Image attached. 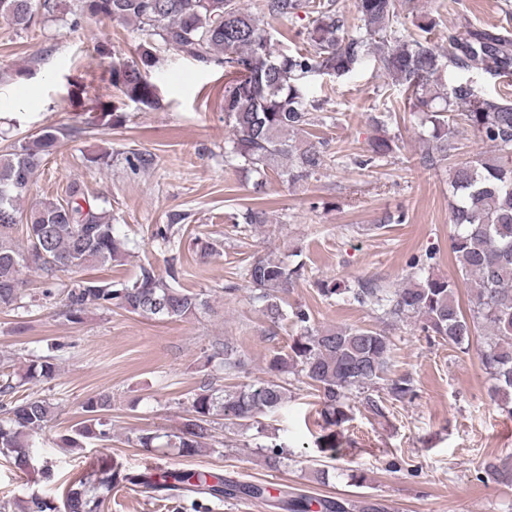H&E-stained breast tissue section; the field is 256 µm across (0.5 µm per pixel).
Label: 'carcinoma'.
Segmentation results:
<instances>
[{
  "mask_svg": "<svg viewBox=\"0 0 512 512\" xmlns=\"http://www.w3.org/2000/svg\"><path fill=\"white\" fill-rule=\"evenodd\" d=\"M78 25L84 16L118 22H135L151 40L140 46L137 57L112 64V87L127 99L148 106L156 87L148 79L159 54L173 49L201 62L229 68L224 85V121L231 126L230 147L224 157L238 160L253 176V190L264 191L269 173L296 186L320 174L332 162L321 142L309 137L319 101L309 97L300 80L309 73L343 77L363 62L374 49L378 62L392 81L408 93L417 125L426 129L422 141L423 164L436 169L448 164L456 150L459 121L497 154L479 153L453 167L450 177V249L463 283L426 273L436 253L413 255L406 278L394 287L375 279L348 283L316 282L327 299L382 312L393 324L412 319L428 336L466 351L475 333L483 331L481 367L493 381L498 406L512 416V99L481 94L469 82L449 85L448 67L477 70L494 78L512 75V31L470 26L448 33V46L434 45L402 28L398 0H356L360 25L349 29L336 9V0H263L253 12L240 0H0V23L15 31L36 24L40 12H52L61 2ZM305 13L308 24L304 46L295 51L274 49L267 20L286 21ZM71 134L49 128L25 137L0 151V309L23 307L24 271L36 269L52 281L60 271L107 266L123 256V243L112 224V212L86 199L81 186H69L68 199H43L29 208L21 200L34 172L54 153L61 138ZM395 138L386 134L368 144L362 165H371L395 152ZM233 224L251 227L268 223L263 210L246 207L228 216ZM25 231L28 246L16 240ZM179 271L169 266L167 275L151 267L141 268L132 282L88 280L62 294V315L82 322L90 308L119 309L142 318L178 321L210 308L202 293L176 286ZM242 277L274 324L291 319L299 328L289 350L270 359L272 372L296 373L317 392L323 408L320 416L329 426L349 421L350 400L361 398L375 414L385 403H405L416 394L409 376H391L393 347L383 331L352 326H316L304 306L286 310L280 294L305 277V268L293 267L270 256H257L245 265ZM470 294L471 307H460L459 288ZM212 357L221 360L224 373L234 375L245 367L237 347L217 340ZM56 357L48 355L28 365L17 381L0 374V454L12 459L16 469H34L31 439L51 420L52 407L40 397L16 396L31 382L58 375ZM383 391L375 398L373 392ZM287 382L279 378L222 390L205 381L191 394L188 416L172 433L142 432L128 442L141 448H176L190 457L213 440L214 420L221 417L249 430L262 429L259 417L278 409L287 399ZM112 407V397L100 393L83 403L87 417L64 438L69 448H80L86 439L107 448L112 426L102 413ZM285 444L267 446L265 465L279 467ZM489 485H512V469L488 463L477 476ZM130 485L166 491L183 500L189 493L220 503L239 498L266 502L274 496L263 483L234 480L213 471L148 467L126 472L108 454H101L71 482L61 500L31 495L25 512H104L112 490ZM285 512H388L384 500L364 497L312 499L281 490L274 497Z\"/></svg>",
  "mask_w": 512,
  "mask_h": 512,
  "instance_id": "1",
  "label": "carcinoma"
}]
</instances>
